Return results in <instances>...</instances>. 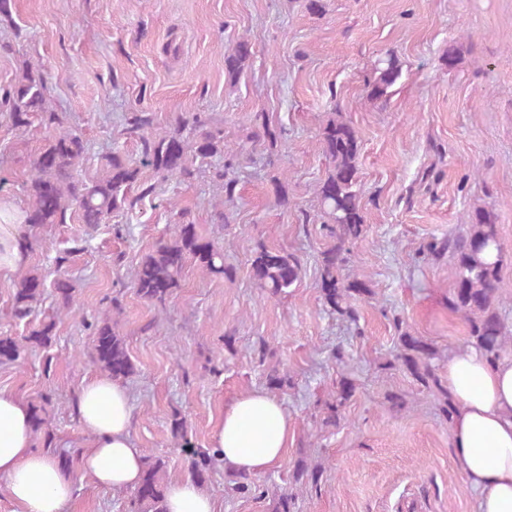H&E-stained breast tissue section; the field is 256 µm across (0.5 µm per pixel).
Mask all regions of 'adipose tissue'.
Masks as SVG:
<instances>
[{"label":"adipose tissue","mask_w":512,"mask_h":512,"mask_svg":"<svg viewBox=\"0 0 512 512\" xmlns=\"http://www.w3.org/2000/svg\"><path fill=\"white\" fill-rule=\"evenodd\" d=\"M440 380L452 399V445L465 483L476 493V512H512V356L492 361L472 346L452 352ZM78 413L92 445L79 469L35 450L29 407L0 390V485L13 512H63L76 483L91 476L112 489L136 487L144 455L131 440L130 394L99 375L83 382ZM293 426L281 402L259 390L225 406L213 446L224 469L259 473L280 463ZM167 512H216L215 500L199 484H169Z\"/></svg>","instance_id":"adipose-tissue-1"}]
</instances>
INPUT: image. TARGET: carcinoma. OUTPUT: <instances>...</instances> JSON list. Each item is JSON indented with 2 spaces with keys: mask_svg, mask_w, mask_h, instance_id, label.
I'll return each instance as SVG.
<instances>
[{
  "mask_svg": "<svg viewBox=\"0 0 512 512\" xmlns=\"http://www.w3.org/2000/svg\"><path fill=\"white\" fill-rule=\"evenodd\" d=\"M253 56L251 43L242 39L224 56V71L230 82H235L250 65ZM402 76L399 58L388 53L378 57L366 82L368 96L373 100H387L390 89ZM48 76L39 65L26 62L15 82L0 95V103L9 110V119L15 130L23 133L38 115L47 127H54L48 143L31 164L26 180L27 206L16 218V223L28 226L45 224H104L112 214L133 208L154 192V184L144 175L150 171L163 179L186 181L194 177L199 167H209L212 177L221 182L224 200L215 204L217 223L225 221L224 203L235 197L237 181L230 174L234 151L224 144V132L208 127V121L199 113L181 119L172 131L152 134L153 116L150 112H132L125 118V131L140 140V157L133 160L115 149L105 156L103 173L93 180H82L75 172L84 161L87 142L77 133L62 126L57 113L47 99ZM257 130L250 140L277 141L262 116H255ZM189 134H184V131ZM322 153L328 162L324 179L316 186L318 210L323 229L332 244L321 253V290L324 303L340 316L355 319L353 301L369 292L364 281L343 273L348 246L359 240L366 231L365 216L360 205L359 155L360 147L354 128L338 113H332L322 128ZM431 255L447 252L455 265V286L452 308L463 314L469 326L472 346L497 360L512 347V333L507 330L499 312L498 282L504 251L497 225L490 211L474 208L468 214L463 231L435 239L425 246ZM192 260L202 272L210 275H228L224 267V249L217 243L198 235L195 224L179 213V221L171 225L169 238L148 254L133 274V284L141 298L163 305L180 287L187 260ZM254 280L259 288L272 297L286 296L299 279L300 261L291 254L262 249L252 263ZM45 277L30 271L15 283L13 308L15 315L24 318L44 300ZM56 319L42 320L19 338L0 336V364L21 365L35 347L48 348L55 337ZM94 336V360L112 379H126L134 373V366L125 342L112 325V319L90 325ZM435 350L418 336L405 333L400 336V349L395 360L419 382L433 386L443 398L445 418L452 413L448 397L435 376L432 360ZM353 392L347 381L338 384L336 397L325 403L329 412L327 422L336 423L338 408ZM32 429L44 435V443L51 444L46 432L48 424L44 403L31 405ZM224 466L221 455L213 448L199 449L191 456V475L204 483L210 474ZM164 462L149 457L139 484L135 488L132 512H166L163 484Z\"/></svg>",
  "mask_w": 512,
  "mask_h": 512,
  "instance_id": "1",
  "label": "carcinoma"
}]
</instances>
